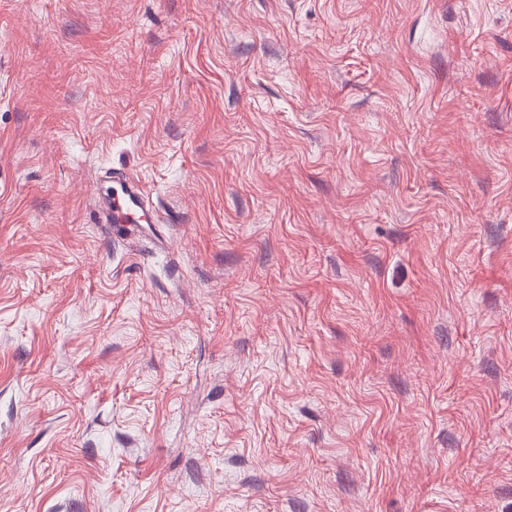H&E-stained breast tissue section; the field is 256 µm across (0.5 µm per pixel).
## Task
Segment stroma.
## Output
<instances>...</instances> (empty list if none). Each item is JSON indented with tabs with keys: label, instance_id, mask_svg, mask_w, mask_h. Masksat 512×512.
Wrapping results in <instances>:
<instances>
[{
	"label": "stroma",
	"instance_id": "1",
	"mask_svg": "<svg viewBox=\"0 0 512 512\" xmlns=\"http://www.w3.org/2000/svg\"><path fill=\"white\" fill-rule=\"evenodd\" d=\"M0 507L512 512V0H0ZM113 183L117 186H112L110 200L112 223L140 224L146 220L150 208L140 186L126 175L113 180Z\"/></svg>",
	"mask_w": 512,
	"mask_h": 512
}]
</instances>
